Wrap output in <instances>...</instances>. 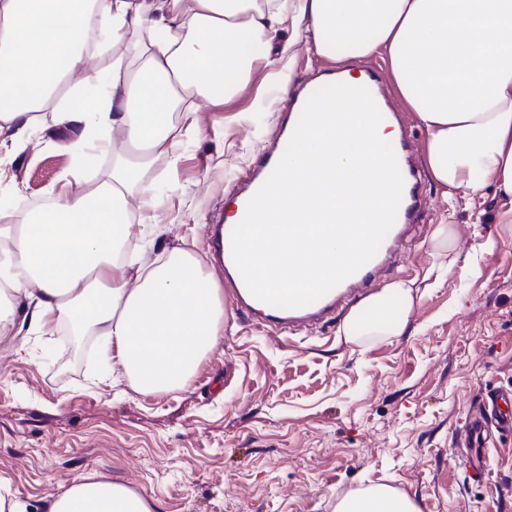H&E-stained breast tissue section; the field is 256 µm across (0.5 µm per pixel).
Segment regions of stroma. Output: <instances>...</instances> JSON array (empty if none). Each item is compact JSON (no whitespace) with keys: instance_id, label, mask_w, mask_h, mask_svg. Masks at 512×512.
<instances>
[{"instance_id":"1","label":"stroma","mask_w":512,"mask_h":512,"mask_svg":"<svg viewBox=\"0 0 512 512\" xmlns=\"http://www.w3.org/2000/svg\"><path fill=\"white\" fill-rule=\"evenodd\" d=\"M277 60L265 83L215 107L186 96L178 126L201 134L174 155H156L143 176L160 203L140 255L149 265L169 250L194 253L216 281L203 224L277 135L278 113L297 89L334 60L301 46ZM79 124L44 114L22 140L0 131L4 218L22 221L66 189L83 149ZM424 222L452 218L457 266L439 274L429 237L404 242L385 282H409L414 299L401 336L352 341L336 323L291 337L257 333L224 306V338L185 388L153 395L129 383H99L93 349L68 370L53 367L59 335L27 332L0 342V479L27 512L85 477L106 479L156 500L158 512H334L339 499L384 484L423 512H512V434L485 451L486 475L458 463L456 431L481 392L512 387V197L488 188L448 203L425 180ZM495 249H488V241ZM473 266L470 274L463 265Z\"/></svg>"}]
</instances>
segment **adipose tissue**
<instances>
[{
    "label": "adipose tissue",
    "mask_w": 512,
    "mask_h": 512,
    "mask_svg": "<svg viewBox=\"0 0 512 512\" xmlns=\"http://www.w3.org/2000/svg\"><path fill=\"white\" fill-rule=\"evenodd\" d=\"M284 52L305 44L347 63L378 57L405 108L428 134L435 184L469 197L494 188L512 196V0H0V122L16 135L52 108L61 124H83L87 140L119 149L109 180L63 192L29 219L6 228L0 256V341L10 336L19 300L35 302L28 328L53 333L63 321L90 326L98 354L140 394L185 387L224 334L221 290L188 250L136 266L131 198L154 206L139 185L132 152H173L182 131L175 105L199 92L219 105L271 66L281 27ZM100 37L89 41L90 28ZM136 40L141 62L89 89L76 80L84 60ZM67 86L88 102H58ZM413 305L410 286L387 284L344 321L349 339L399 336ZM52 512H154L144 496L91 477L58 496ZM336 512H418L379 484L345 496Z\"/></svg>",
    "instance_id": "1"
}]
</instances>
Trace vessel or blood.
<instances>
[{"mask_svg":"<svg viewBox=\"0 0 512 512\" xmlns=\"http://www.w3.org/2000/svg\"><path fill=\"white\" fill-rule=\"evenodd\" d=\"M290 119V114L281 116L274 146L262 153L259 163L240 182L233 200L234 209L246 210L249 199L279 162L294 131ZM392 147L404 180L402 198L393 227L371 260L312 304L300 308H282L256 299L248 290L232 258V225L221 219L204 225L203 236L208 243L210 259L224 270V284L232 291L233 310L238 318L263 332L275 329L292 333L331 320L341 323L354 305L378 288L381 274L395 258L401 240L416 232L422 216V178L418 166L409 154L407 138H399L393 142ZM497 432H512V389L482 396L467 413L458 429L460 445L465 449L461 462L472 479H484L485 468L478 451L485 448Z\"/></svg>","mask_w":512,"mask_h":512,"instance_id":"1","label":"vessel or blood"}]
</instances>
